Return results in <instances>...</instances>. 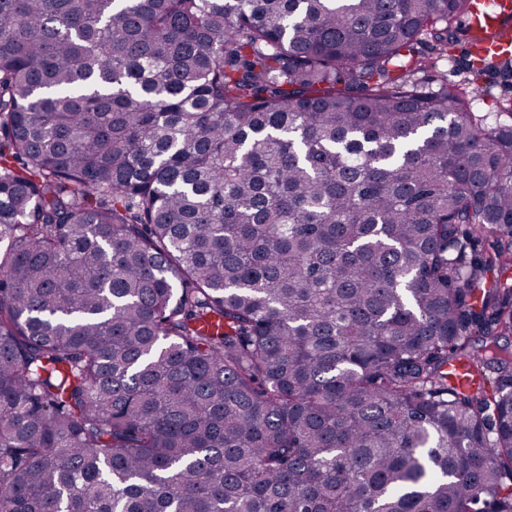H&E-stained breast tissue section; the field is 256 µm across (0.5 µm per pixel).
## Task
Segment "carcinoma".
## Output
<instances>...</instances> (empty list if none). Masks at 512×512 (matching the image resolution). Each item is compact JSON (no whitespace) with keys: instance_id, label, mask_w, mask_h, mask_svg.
<instances>
[{"instance_id":"carcinoma-1","label":"carcinoma","mask_w":512,"mask_h":512,"mask_svg":"<svg viewBox=\"0 0 512 512\" xmlns=\"http://www.w3.org/2000/svg\"><path fill=\"white\" fill-rule=\"evenodd\" d=\"M469 2L0 0V512H512ZM455 23L459 28L458 39L446 56L438 57L439 51L432 47L435 43L428 38L425 44L417 46L421 58L435 62V66L424 74H418L420 82L430 91L446 83L464 88L471 99L473 112H510L506 107L512 103V57L510 61L476 60L470 55L466 32H463L466 16L461 15ZM478 70L482 72L478 73Z\"/></svg>"}]
</instances>
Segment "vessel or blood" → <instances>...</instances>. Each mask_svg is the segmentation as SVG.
<instances>
[{"label": "vessel or blood", "instance_id": "b4317fda", "mask_svg": "<svg viewBox=\"0 0 512 512\" xmlns=\"http://www.w3.org/2000/svg\"><path fill=\"white\" fill-rule=\"evenodd\" d=\"M469 44L480 56L512 51V0H470Z\"/></svg>", "mask_w": 512, "mask_h": 512}]
</instances>
